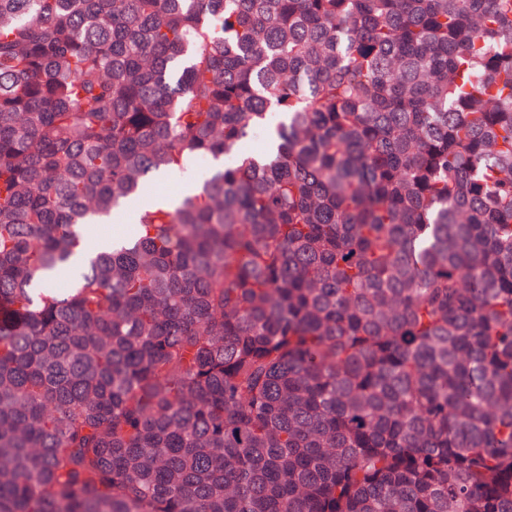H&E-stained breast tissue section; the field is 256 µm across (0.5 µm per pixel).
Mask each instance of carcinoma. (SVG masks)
<instances>
[{"instance_id": "1", "label": "carcinoma", "mask_w": 512, "mask_h": 512, "mask_svg": "<svg viewBox=\"0 0 512 512\" xmlns=\"http://www.w3.org/2000/svg\"><path fill=\"white\" fill-rule=\"evenodd\" d=\"M0 512H512V0H0Z\"/></svg>"}]
</instances>
